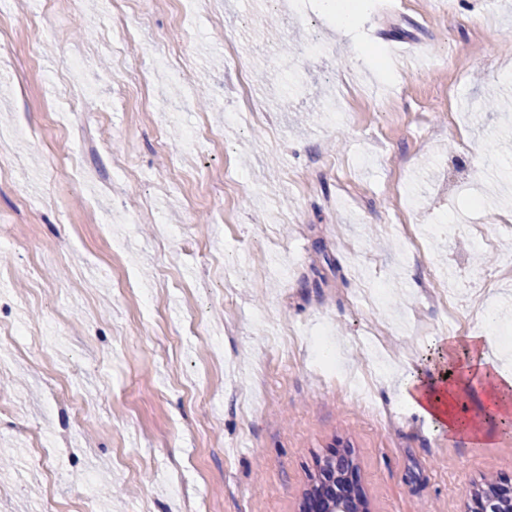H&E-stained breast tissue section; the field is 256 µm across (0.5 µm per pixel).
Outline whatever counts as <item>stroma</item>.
Masks as SVG:
<instances>
[{
  "instance_id": "1",
  "label": "stroma",
  "mask_w": 512,
  "mask_h": 512,
  "mask_svg": "<svg viewBox=\"0 0 512 512\" xmlns=\"http://www.w3.org/2000/svg\"><path fill=\"white\" fill-rule=\"evenodd\" d=\"M0 130V512H306L346 452L368 512L512 484L511 426L448 438L396 381L512 329V0H361L346 36L319 0H9Z\"/></svg>"
}]
</instances>
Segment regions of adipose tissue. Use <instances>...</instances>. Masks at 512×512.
<instances>
[{"mask_svg":"<svg viewBox=\"0 0 512 512\" xmlns=\"http://www.w3.org/2000/svg\"><path fill=\"white\" fill-rule=\"evenodd\" d=\"M482 387L484 411L480 417L467 416L459 406L465 391L463 380L444 375L435 366L409 362L400 371V385L407 406L428 421L451 433L481 432L490 435L489 420L512 413V377L492 363H484Z\"/></svg>","mask_w":512,"mask_h":512,"instance_id":"ef3b65f1","label":"adipose tissue"}]
</instances>
